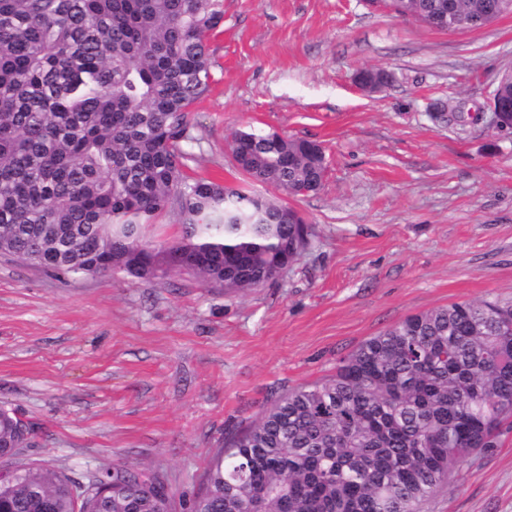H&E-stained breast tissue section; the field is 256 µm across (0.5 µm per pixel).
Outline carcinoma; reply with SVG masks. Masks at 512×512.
I'll list each match as a JSON object with an SVG mask.
<instances>
[{
    "label": "carcinoma",
    "instance_id": "1",
    "mask_svg": "<svg viewBox=\"0 0 512 512\" xmlns=\"http://www.w3.org/2000/svg\"><path fill=\"white\" fill-rule=\"evenodd\" d=\"M439 31L477 29L509 0H389ZM224 0H0V256L63 280L121 272L214 288L273 281L309 245L288 203L186 173V117L212 79ZM494 92L512 108V72ZM231 150L288 197L326 174L315 142L251 128ZM180 234L146 228L171 206ZM512 419V303H454L361 343L224 445L186 512H418ZM34 427L0 406V512H170L164 481L116 466L83 484L24 462Z\"/></svg>",
    "mask_w": 512,
    "mask_h": 512
}]
</instances>
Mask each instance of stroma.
I'll return each mask as SVG.
<instances>
[{
    "label": "stroma",
    "mask_w": 512,
    "mask_h": 512,
    "mask_svg": "<svg viewBox=\"0 0 512 512\" xmlns=\"http://www.w3.org/2000/svg\"><path fill=\"white\" fill-rule=\"evenodd\" d=\"M188 174L249 186L229 143L252 127L321 143L322 188L291 199L309 247L228 293L185 274L62 282L0 257V405L34 424L27 462L87 481L159 476L174 506L224 441L410 315L512 301V131L491 120L512 69V14L442 33L369 0H224ZM365 68L392 75L368 95ZM420 512H512V429L466 458Z\"/></svg>",
    "instance_id": "stroma-1"
}]
</instances>
